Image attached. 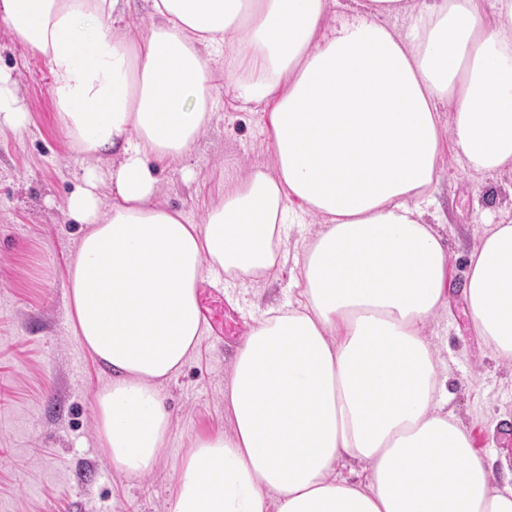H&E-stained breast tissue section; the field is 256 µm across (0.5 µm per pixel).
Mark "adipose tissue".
I'll use <instances>...</instances> for the list:
<instances>
[{
    "label": "adipose tissue",
    "instance_id": "1",
    "mask_svg": "<svg viewBox=\"0 0 512 512\" xmlns=\"http://www.w3.org/2000/svg\"><path fill=\"white\" fill-rule=\"evenodd\" d=\"M0 0V25L47 59L57 115L83 168L66 200L83 225L66 278L74 336L108 376L99 448L140 478L166 458L165 385L204 333L207 275L257 283L280 264L299 201L305 302L265 311L238 349L229 429L191 438L167 512H512L491 463L437 397L424 334L448 304V253L422 218L453 148L468 169H512V0ZM408 19L407 33L387 18ZM269 106L271 165L225 173L203 224L158 201V165L186 162L215 113L216 76ZM0 69V131L26 130ZM472 322L512 357V219L474 253ZM363 461L358 480L341 460Z\"/></svg>",
    "mask_w": 512,
    "mask_h": 512
}]
</instances>
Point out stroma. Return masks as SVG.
<instances>
[{
  "instance_id": "35a3bbf8",
  "label": "stroma",
  "mask_w": 512,
  "mask_h": 512,
  "mask_svg": "<svg viewBox=\"0 0 512 512\" xmlns=\"http://www.w3.org/2000/svg\"><path fill=\"white\" fill-rule=\"evenodd\" d=\"M0 67L19 80L31 115L23 134L0 132V512H167L176 462L190 437L227 431L224 390L238 348L268 306L302 300V247L317 220L284 228L286 261L265 281H224L230 310L224 337L204 334L166 387L174 426L168 459L139 480L117 474L97 446L93 395L105 378L67 327L66 276L82 234L66 211L73 173L97 163L74 151L50 95L44 58L0 28ZM215 118L191 150L195 172L162 168L163 205L199 224L222 199L224 169L270 164L267 114L216 93ZM423 219L448 250V307L426 326L447 374L450 407L475 449L493 460L500 487H512V358L497 356L475 329L464 297L469 257L500 216L512 214V171L493 176L449 160Z\"/></svg>"
}]
</instances>
